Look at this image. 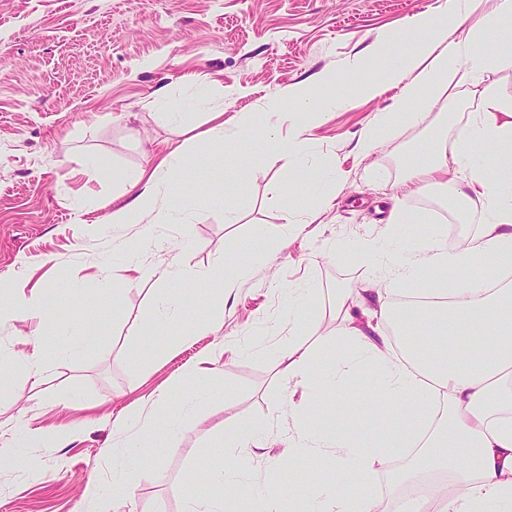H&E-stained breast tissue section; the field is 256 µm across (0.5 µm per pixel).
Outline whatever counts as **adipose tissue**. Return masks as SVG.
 Segmentation results:
<instances>
[{
    "instance_id": "1",
    "label": "adipose tissue",
    "mask_w": 512,
    "mask_h": 512,
    "mask_svg": "<svg viewBox=\"0 0 512 512\" xmlns=\"http://www.w3.org/2000/svg\"><path fill=\"white\" fill-rule=\"evenodd\" d=\"M467 15L465 0H449L448 10L415 15L379 37V78L357 92L377 96L390 86L401 94L363 130V156H372L401 127L419 119L447 89L501 66L503 53L485 51L483 45L490 36L512 42V0H498L496 9L469 29ZM407 43L414 53L397 54ZM480 99L481 112L450 153L413 161L400 186L402 196L409 197L440 183L450 164L463 165L468 188L484 203L480 233L452 250L436 236L423 248H396L390 287L337 292L336 352L319 357L292 341L279 356L282 375L302 390L300 402L289 404L287 416L224 432L225 448H243L284 423L289 456L314 465L332 458L331 472L309 480V512H381L373 476L387 458L390 440L361 437L341 422L328 436L313 423L322 390L343 389L371 373L379 380L377 401L399 402L407 410L400 445L412 450L416 467L452 478L448 487L434 491L437 512H512V286L501 282L504 267H512V100L489 85ZM286 101L292 105L288 134L275 124L264 137L279 157L298 161L308 148V128L350 98L330 93L318 106L306 86L296 83L267 99L263 109L281 111ZM480 145L488 155H476ZM181 156L172 151L127 178L120 191L134 193L135 199L113 207L112 223L183 221L170 192ZM427 266L450 276L427 290L442 304L431 339L420 346L415 330L421 311L397 312L392 294Z\"/></svg>"
}]
</instances>
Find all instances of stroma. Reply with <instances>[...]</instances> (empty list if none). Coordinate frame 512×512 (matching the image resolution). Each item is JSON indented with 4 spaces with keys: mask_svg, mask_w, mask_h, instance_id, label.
I'll list each match as a JSON object with an SVG mask.
<instances>
[{
    "mask_svg": "<svg viewBox=\"0 0 512 512\" xmlns=\"http://www.w3.org/2000/svg\"><path fill=\"white\" fill-rule=\"evenodd\" d=\"M448 0H0V280L36 289L42 320L0 325V353L22 357L41 342L48 368L30 377L0 374V441L20 447L0 458V512H185L188 497L222 496L216 475L231 466L248 475L253 501L279 490L301 495L310 468L286 453L287 425L265 448L224 451V421L261 423L287 411L301 393L283 377L289 288L311 290L303 340L330 353L324 335L337 327V289L375 280L365 259L387 223L408 154L437 152L465 129L479 107L471 84L446 92L416 124L363 157L359 136L394 90L361 97L312 127L302 164L280 159L265 141L262 104L290 84L319 99L321 77L347 86L374 77L382 32ZM213 87L225 117L250 111L253 133L234 147L214 143L195 104L198 82ZM240 96L223 97V89ZM166 98L183 115L172 129L155 106ZM183 160L173 174L183 224H113L112 193L121 176L170 150ZM335 171L339 196L304 209L321 174ZM464 173L451 167L447 187L408 199L422 223L400 244H427L442 217L426 208L457 200ZM237 221L225 223V209ZM297 229L285 233V222ZM159 267L158 279L126 284L125 257ZM251 275L223 299L224 320L197 335L225 267ZM195 270L192 278L182 269ZM88 311L92 344L62 318ZM375 378L322 395L321 426L345 422L365 438L398 425L401 405L374 400ZM207 388V402L182 400ZM143 412L152 423L128 470L129 502L113 510L112 448L124 436L116 419ZM183 417L176 444L166 422ZM101 497H84L87 483Z\"/></svg>",
    "mask_w": 512,
    "mask_h": 512,
    "instance_id": "35a3bbf8",
    "label": "stroma"
}]
</instances>
